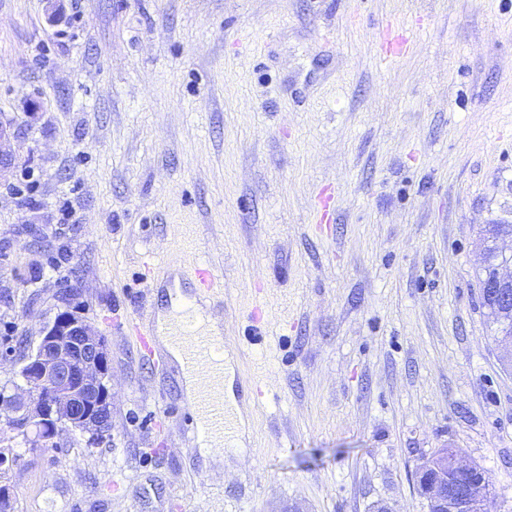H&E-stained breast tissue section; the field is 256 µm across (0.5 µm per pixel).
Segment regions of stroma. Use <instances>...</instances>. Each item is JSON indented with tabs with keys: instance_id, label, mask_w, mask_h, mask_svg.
<instances>
[{
	"instance_id": "1",
	"label": "stroma",
	"mask_w": 512,
	"mask_h": 512,
	"mask_svg": "<svg viewBox=\"0 0 512 512\" xmlns=\"http://www.w3.org/2000/svg\"><path fill=\"white\" fill-rule=\"evenodd\" d=\"M0 124V387L65 284L112 372L105 443L0 421L15 512H426L416 463L446 445L512 512L477 279L512 221V0H0ZM199 259L245 412L215 462L127 326ZM190 275L195 278L194 288H198L205 295L215 293L223 288V283L219 276L206 261L196 262L191 269Z\"/></svg>"
}]
</instances>
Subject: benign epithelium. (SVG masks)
<instances>
[{
    "instance_id": "obj_1",
    "label": "benign epithelium",
    "mask_w": 512,
    "mask_h": 512,
    "mask_svg": "<svg viewBox=\"0 0 512 512\" xmlns=\"http://www.w3.org/2000/svg\"><path fill=\"white\" fill-rule=\"evenodd\" d=\"M512 253L494 264L489 309L512 303ZM23 385L0 392V416L37 440L46 441L64 427L100 444L112 431L111 376L108 349L75 310L60 312L43 325L39 340L22 366ZM427 512H488L490 493L480 466L465 460L458 448H438L416 468Z\"/></svg>"
}]
</instances>
